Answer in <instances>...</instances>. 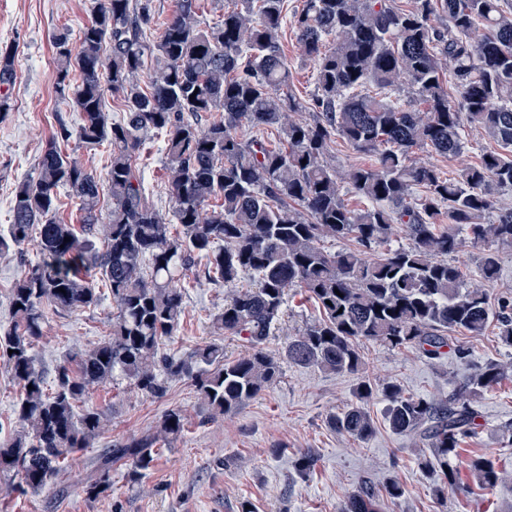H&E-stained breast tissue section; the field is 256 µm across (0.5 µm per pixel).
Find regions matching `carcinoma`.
Returning <instances> with one entry per match:
<instances>
[{
  "label": "carcinoma",
  "instance_id": "obj_1",
  "mask_svg": "<svg viewBox=\"0 0 512 512\" xmlns=\"http://www.w3.org/2000/svg\"><path fill=\"white\" fill-rule=\"evenodd\" d=\"M237 3L203 26L197 0H179L151 45L150 0H89L90 20L77 37L68 28L53 35L56 92L82 123L74 133L60 126L34 175L16 186L12 222L0 232V254L20 253L38 227L39 254L10 289L13 322L0 336V360L22 390L19 429L0 444V478L14 472L34 492L50 484L107 426L106 412L89 399L118 378L150 399L163 398L169 380L186 378L216 418L274 385L289 363L357 377L355 401L329 424L359 441L375 432L365 403L381 391L391 429L430 450L425 466L441 472L442 494L455 485L460 442L477 426L475 398L505 377L504 368L486 363L448 402L434 403L394 382L377 388L362 374L360 344L414 346L435 359L448 334L480 336L494 320L501 343L512 348V298L492 306L486 290L467 284L448 260L470 238L483 245L478 270L490 282L499 267L492 245L512 246V209L496 210L494 197L512 188V12L503 0H412L406 9L396 0H304L294 27L316 67L317 94L308 104L289 87L281 44L286 0ZM15 75L14 54L0 48V87L10 88ZM404 84L426 111L404 97ZM108 91L124 102L119 121L104 111ZM310 110L311 123L289 117ZM466 125L493 143L479 164L447 178L434 164L407 163L414 147L459 154ZM264 126L277 127L280 147L245 135ZM153 131L165 134L171 221L146 198L136 164ZM74 135L88 147L112 146L104 206L97 174L57 146ZM336 136L374 162L337 175L324 161ZM64 188L79 200V230L56 217ZM344 189L369 206L347 208ZM494 210L496 219L486 220ZM395 224L405 226L408 243L392 244ZM328 239L354 247L331 251ZM202 260L209 279L230 288L213 326L246 340L244 356L226 359L216 343L179 358L162 350L184 312L186 273ZM96 271L116 304L110 336L70 354L48 395L34 343L49 311L99 304ZM246 273L254 284L236 287ZM292 288L322 318L272 354L267 342ZM184 425L182 410L169 409L155 432L114 444L88 493L109 488L117 463L139 478L157 441L177 439ZM470 467L482 487L500 480L487 458ZM379 508L376 492L363 487L340 512Z\"/></svg>",
  "mask_w": 512,
  "mask_h": 512
}]
</instances>
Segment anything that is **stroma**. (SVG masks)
<instances>
[{
    "label": "stroma",
    "mask_w": 512,
    "mask_h": 512,
    "mask_svg": "<svg viewBox=\"0 0 512 512\" xmlns=\"http://www.w3.org/2000/svg\"><path fill=\"white\" fill-rule=\"evenodd\" d=\"M88 0H0V47L13 49L17 79L8 92L10 107L0 114V229L12 221V196L18 182L33 175L40 155L60 125L77 129L81 114L61 101L55 90L53 34L62 28L79 30L88 19ZM282 49L288 61L290 84L297 96L316 92V71L304 54L292 26H284ZM459 155L442 157L416 148L408 162L436 164L450 177L477 164L490 142L484 131L465 127ZM162 136L147 139L137 158L145 194L164 215L173 200L164 173ZM39 259L35 245L24 253L0 255V330L11 321L9 290L15 279ZM184 314L168 353L181 357L205 342L223 345L233 359L248 346L212 325L224 306V285L206 279L193 267L184 281ZM114 309L110 293L100 304L76 314L49 313L35 347L44 387L53 390L58 367L68 354L92 348L108 338ZM316 303L289 292L285 314L267 343L271 353L282 352L288 340L318 319ZM363 374L371 381H392L407 393L444 402L481 363L494 361L508 373L476 403L478 427L458 450L457 486L437 497V479L423 465L428 450L415 438L392 431L387 403L373 395L366 408L375 422L365 442L334 430L330 415L353 399L355 376L330 374L316 368L286 364L272 387L249 399L237 411L212 418L191 381H170L160 399L141 397L126 383L105 385L91 395V403L108 413L110 422L93 447L79 450L52 483L38 492L0 480V512H239L248 503L252 512H340L343 502L364 486L382 490L396 479L401 498H382V512H512V446L501 429L512 422V348L503 346L496 325L481 336L449 333L448 345L436 359L414 348L392 349L375 343L360 347ZM181 409L185 429L175 441L157 444L151 468L135 480L126 466L112 468V485L91 496L87 485L106 448L154 431L162 414ZM311 452L315 465L300 475L296 460ZM492 458L501 480L490 490L479 488L468 464L477 457Z\"/></svg>",
    "instance_id": "stroma-1"
}]
</instances>
